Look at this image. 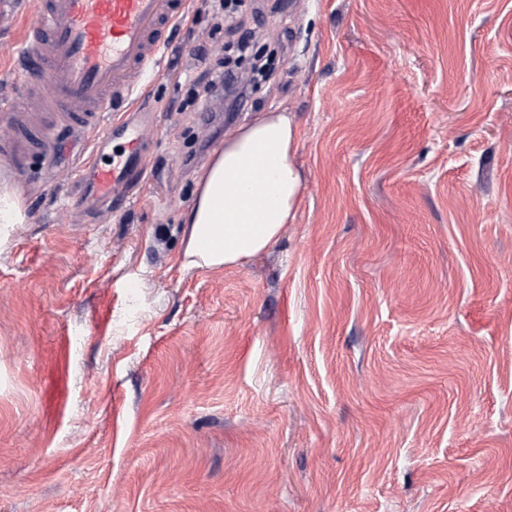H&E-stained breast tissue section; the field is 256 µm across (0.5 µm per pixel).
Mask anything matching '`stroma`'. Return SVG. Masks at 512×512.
<instances>
[{
  "instance_id": "35a3bbf8",
  "label": "stroma",
  "mask_w": 512,
  "mask_h": 512,
  "mask_svg": "<svg viewBox=\"0 0 512 512\" xmlns=\"http://www.w3.org/2000/svg\"><path fill=\"white\" fill-rule=\"evenodd\" d=\"M270 75L197 114L209 0L137 112L124 213L70 205L88 130L0 193V512H512V0H243ZM299 131L295 218L183 269L226 138Z\"/></svg>"
}]
</instances>
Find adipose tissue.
I'll return each mask as SVG.
<instances>
[{
    "instance_id": "1",
    "label": "adipose tissue",
    "mask_w": 512,
    "mask_h": 512,
    "mask_svg": "<svg viewBox=\"0 0 512 512\" xmlns=\"http://www.w3.org/2000/svg\"><path fill=\"white\" fill-rule=\"evenodd\" d=\"M297 144L298 129L284 112L264 113L225 140L185 214L183 267L232 266L279 238L300 198ZM256 167L260 175L249 177Z\"/></svg>"
}]
</instances>
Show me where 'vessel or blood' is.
<instances>
[{
	"label": "vessel or blood",
	"mask_w": 512,
	"mask_h": 512,
	"mask_svg": "<svg viewBox=\"0 0 512 512\" xmlns=\"http://www.w3.org/2000/svg\"><path fill=\"white\" fill-rule=\"evenodd\" d=\"M27 3L11 110L90 116L91 154L71 201L120 209L132 181L146 176V149L128 112L139 82L154 76L185 0H0V21Z\"/></svg>",
	"instance_id": "1"
}]
</instances>
